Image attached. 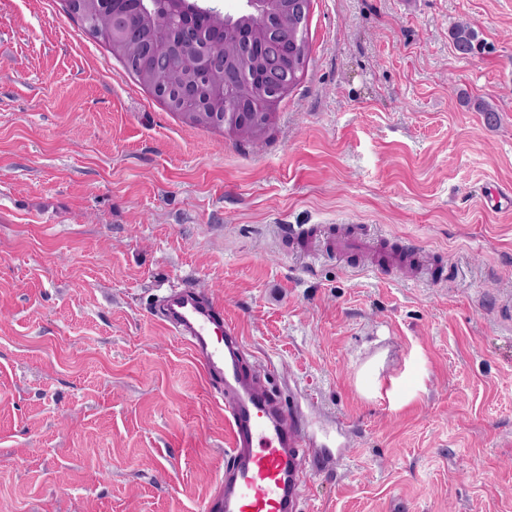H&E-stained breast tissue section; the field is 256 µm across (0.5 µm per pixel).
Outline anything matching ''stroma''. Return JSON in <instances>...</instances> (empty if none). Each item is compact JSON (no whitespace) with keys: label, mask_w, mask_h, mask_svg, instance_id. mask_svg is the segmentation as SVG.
Returning <instances> with one entry per match:
<instances>
[{"label":"stroma","mask_w":512,"mask_h":512,"mask_svg":"<svg viewBox=\"0 0 512 512\" xmlns=\"http://www.w3.org/2000/svg\"><path fill=\"white\" fill-rule=\"evenodd\" d=\"M307 40L253 146L182 123L64 0H0V512H203L230 432L157 315L183 286L329 459L305 512H512V201L485 205L512 191V0H312ZM350 232L372 250L330 253ZM476 38V32L468 25H457L451 31L453 47L459 55L464 57L474 52ZM278 232L303 251L311 250L317 236V228L308 224H281Z\"/></svg>","instance_id":"35a3bbf8"}]
</instances>
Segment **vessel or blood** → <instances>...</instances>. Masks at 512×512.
I'll return each instance as SVG.
<instances>
[{
  "label": "vessel or blood",
  "instance_id": "b4317fda",
  "mask_svg": "<svg viewBox=\"0 0 512 512\" xmlns=\"http://www.w3.org/2000/svg\"><path fill=\"white\" fill-rule=\"evenodd\" d=\"M279 234L311 250L315 226L283 224ZM159 315L189 345L224 400L229 423V472L206 512H303V461L309 439L289 421L277 399L248 377L240 363L243 338L223 312L197 290L169 293Z\"/></svg>",
  "mask_w": 512,
  "mask_h": 512
}]
</instances>
